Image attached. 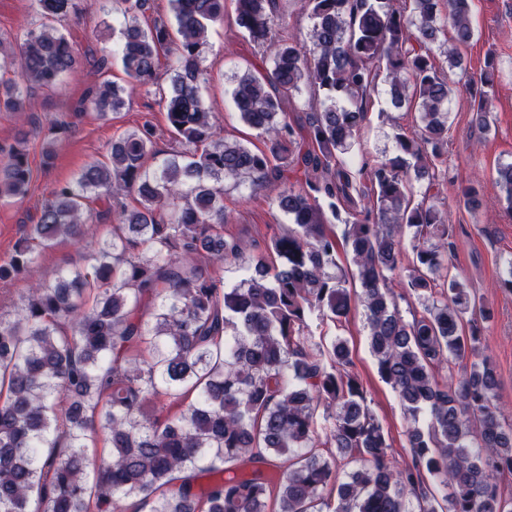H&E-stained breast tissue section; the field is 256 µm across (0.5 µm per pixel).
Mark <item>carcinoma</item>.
<instances>
[{"mask_svg": "<svg viewBox=\"0 0 512 512\" xmlns=\"http://www.w3.org/2000/svg\"><path fill=\"white\" fill-rule=\"evenodd\" d=\"M224 2L170 0L173 30L162 18L141 25L151 0H112L126 76L156 85L161 58L172 60L158 104L178 149L162 154L148 121L119 134L105 159L51 189L0 265V280L16 278L58 238L84 242L93 204L113 218L0 314V512H512L496 482L512 477V416L481 354L491 311L451 272L455 242L436 205L452 75L475 100L474 121L489 124L495 60L470 73L460 52L474 38L473 0H305L303 43L279 0H233L235 25L271 60L232 91L264 150L218 137L201 104L200 60ZM34 3L43 22L19 50L0 40L1 111H26L23 89L56 88L80 67L49 24L74 0ZM381 79L387 102L417 111L420 125L396 129L391 157L360 154L365 183L348 155ZM304 88L314 106L295 117L284 103ZM126 106L124 89L103 80L79 111L116 118ZM66 131L44 135L45 164ZM35 133L0 149V199L28 192ZM496 173L512 214V161ZM271 180L286 182L272 205L291 224L247 255L224 228V183ZM460 201L483 208L473 184ZM341 241L358 291L339 268ZM228 267L242 272L232 285ZM402 271L398 296L389 282ZM408 296L421 306L409 320L398 304ZM359 305L378 373L410 418L401 469L347 340L310 329L316 316L340 330ZM457 366L450 384L440 370ZM100 438L111 452L92 457ZM340 462L356 467L341 475Z\"/></svg>", "mask_w": 512, "mask_h": 512, "instance_id": "carcinoma-1", "label": "carcinoma"}]
</instances>
